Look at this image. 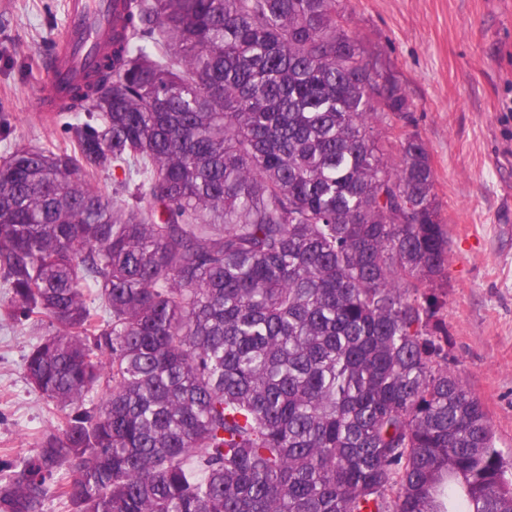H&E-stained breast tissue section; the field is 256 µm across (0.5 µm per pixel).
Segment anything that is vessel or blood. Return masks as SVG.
I'll return each mask as SVG.
<instances>
[{"label": "vessel or blood", "instance_id": "1", "mask_svg": "<svg viewBox=\"0 0 512 512\" xmlns=\"http://www.w3.org/2000/svg\"><path fill=\"white\" fill-rule=\"evenodd\" d=\"M116 7L115 0H67L65 30L50 51L51 101L46 104V111H61L71 88L83 81L95 62L86 42L94 40L100 47L108 41Z\"/></svg>", "mask_w": 512, "mask_h": 512}]
</instances>
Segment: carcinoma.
<instances>
[{"mask_svg":"<svg viewBox=\"0 0 512 512\" xmlns=\"http://www.w3.org/2000/svg\"><path fill=\"white\" fill-rule=\"evenodd\" d=\"M70 99L73 150L0 161V277L59 412L0 512H512L429 330L431 155L379 130L408 98L342 0H121ZM92 184L111 199L113 197L114 201L119 205L126 202H132L130 199V193L132 192L133 187L131 186L128 189L115 182L112 175V169L99 170L92 178Z\"/></svg>","mask_w":512,"mask_h":512,"instance_id":"cac0c4a2","label":"carcinoma"}]
</instances>
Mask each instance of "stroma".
Masks as SVG:
<instances>
[{
	"label": "stroma",
	"instance_id": "1",
	"mask_svg": "<svg viewBox=\"0 0 512 512\" xmlns=\"http://www.w3.org/2000/svg\"><path fill=\"white\" fill-rule=\"evenodd\" d=\"M66 0H0V159L15 145L64 150L71 113L43 119L48 54ZM350 29L402 81L448 226V270L431 285L448 368L484 403L512 455V0H344ZM0 281V466H18L56 417L26 381L43 326L6 320Z\"/></svg>",
	"mask_w": 512,
	"mask_h": 512
}]
</instances>
